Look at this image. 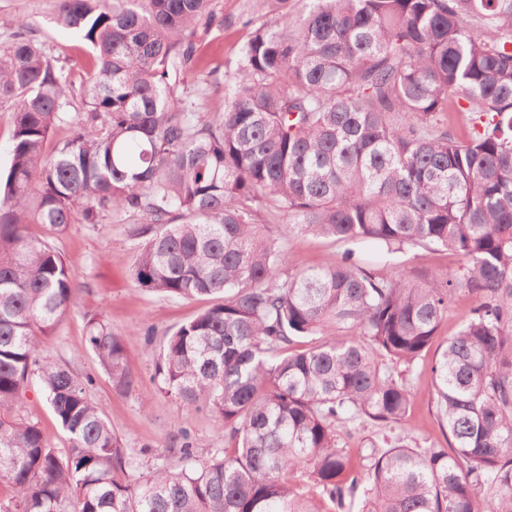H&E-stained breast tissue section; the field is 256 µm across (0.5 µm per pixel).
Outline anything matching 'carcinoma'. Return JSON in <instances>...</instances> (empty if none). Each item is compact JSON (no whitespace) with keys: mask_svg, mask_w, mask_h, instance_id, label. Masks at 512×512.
Listing matches in <instances>:
<instances>
[{"mask_svg":"<svg viewBox=\"0 0 512 512\" xmlns=\"http://www.w3.org/2000/svg\"><path fill=\"white\" fill-rule=\"evenodd\" d=\"M253 5L276 17L245 22L224 111L204 118L181 75L228 24L215 0H59L57 23L96 63L77 130L49 158L73 101L65 68L24 22L0 46L13 123L0 175V512H484V496L512 512V0ZM450 112L471 116L466 137ZM268 210L277 237L262 232ZM113 213L132 224L139 288L218 298L165 336L155 367L162 393L224 421L207 459L182 430L176 463L143 468L91 400L92 375L37 357V337L76 301L52 239ZM298 232L436 246L463 264L400 276L348 249L291 271ZM457 292L476 306L430 366L451 449L386 435L354 465L341 432L402 424L412 392L395 364L422 357ZM86 329L112 387L134 390L125 339L96 316ZM33 383L63 453L21 414Z\"/></svg>","mask_w":512,"mask_h":512,"instance_id":"obj_1","label":"carcinoma"}]
</instances>
